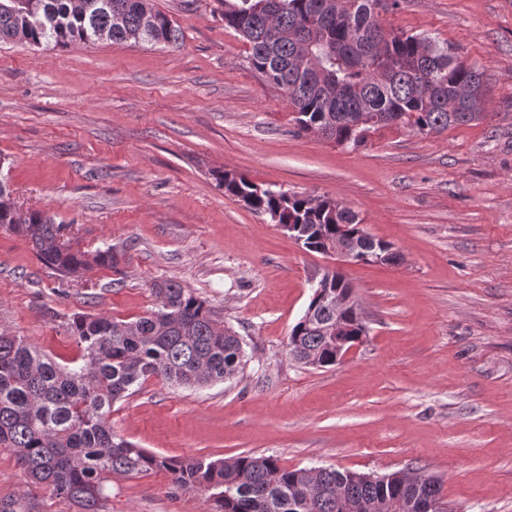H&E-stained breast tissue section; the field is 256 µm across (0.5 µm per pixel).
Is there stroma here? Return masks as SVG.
Here are the masks:
<instances>
[{
  "instance_id": "obj_1",
  "label": "stroma",
  "mask_w": 512,
  "mask_h": 512,
  "mask_svg": "<svg viewBox=\"0 0 512 512\" xmlns=\"http://www.w3.org/2000/svg\"><path fill=\"white\" fill-rule=\"evenodd\" d=\"M156 2L178 46L0 43V180L81 249L120 252L116 268L64 282L0 229V333L68 364L81 357L74 314L130 320L154 307V281L177 280L242 338L247 364L201 389L148 378L113 405L118 436L181 459L414 469L443 481L451 512H512V0L380 12L386 31L428 35L476 67L488 116L428 135L382 128L358 147L297 134L283 92L225 28L224 0ZM226 172L338 200L402 255L345 266L369 334L342 363L289 357L329 261L226 196ZM106 493L104 512L214 508L162 470L110 476ZM4 503L76 512L0 445Z\"/></svg>"
}]
</instances>
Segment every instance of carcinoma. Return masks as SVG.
Returning <instances> with one entry per match:
<instances>
[{"label":"carcinoma","mask_w":512,"mask_h":512,"mask_svg":"<svg viewBox=\"0 0 512 512\" xmlns=\"http://www.w3.org/2000/svg\"><path fill=\"white\" fill-rule=\"evenodd\" d=\"M224 0V25L249 45L250 67L284 91L298 129L359 146L367 133L397 126L416 134L444 131L484 119L487 90L481 74L425 35L386 31L374 13L377 0ZM314 27L320 38L304 44ZM180 29L153 0H0V41L64 47L110 41L114 45L177 46ZM224 192L275 224H291L302 246L326 248L338 234L362 223L340 202L261 188L226 172ZM0 228L28 240L40 262L62 280L94 267L114 268L119 252L74 246L68 228L40 210L21 212L0 181ZM380 263L402 257L376 241ZM156 307L133 321L81 314L66 332L83 346V363L62 366L18 336L0 333V445L14 450L18 466L36 484L72 501L79 512H102L112 474L154 469L183 490L211 492L217 512H382L390 500L402 512H419L424 500L450 512L443 483L414 470L364 476L330 467L287 469L272 456L167 458L112 432V405L150 377L175 387H204L235 375L244 358L238 334L179 282L153 283ZM343 320L354 343L362 326L351 309L315 297L288 338L295 361L336 364V340L327 329Z\"/></svg>","instance_id":"carcinoma-1"}]
</instances>
